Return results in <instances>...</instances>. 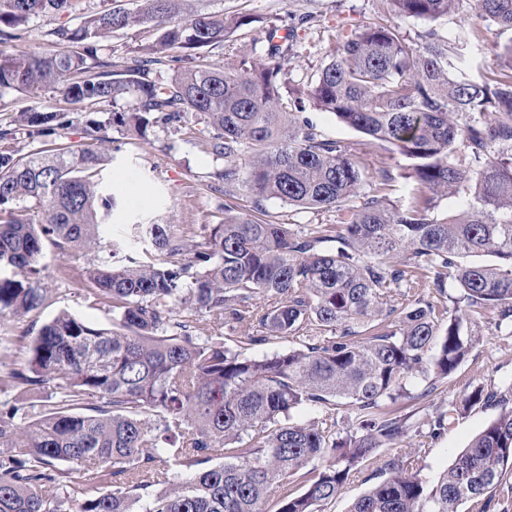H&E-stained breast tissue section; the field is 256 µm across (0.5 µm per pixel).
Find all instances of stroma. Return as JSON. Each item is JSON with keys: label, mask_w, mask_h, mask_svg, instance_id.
Instances as JSON below:
<instances>
[{"label": "stroma", "mask_w": 512, "mask_h": 512, "mask_svg": "<svg viewBox=\"0 0 512 512\" xmlns=\"http://www.w3.org/2000/svg\"><path fill=\"white\" fill-rule=\"evenodd\" d=\"M101 0H79L75 12L65 19H33L22 39L15 42L18 51L48 43L50 32L59 22L77 27L84 12L100 7ZM206 12L250 17L223 48L212 50L209 61L227 66L237 65L242 51L252 45H264L270 24H288L298 29L291 51L288 78L291 86H303L327 62L339 42L359 25L385 17V0H198ZM37 107L44 111L69 110L61 92L46 89L35 95L9 92L0 96V125H6L15 112ZM73 120L68 130L70 139L81 137L84 114L69 110ZM117 149L107 166V173L120 205L112 221L113 230L141 212H152L170 224H212L224 197L211 190L212 176L223 163L209 154L201 139H194L171 128H156L149 139L110 131ZM233 207L243 211H259L261 218L275 224H332L334 211L304 212L277 200L255 201L247 192H238ZM45 281L53 290L52 299L27 317L14 320L0 318V340L14 344L32 342L40 329L59 312L67 311L85 322L99 327L112 324V313L102 305L91 304L83 294L84 255L60 254L52 245H44L40 259ZM482 339L471 350L459 369L449 376L427 400L407 402L420 426H428L437 413L452 409L456 416L441 433L421 439L409 432L391 448H381L377 458L410 455L414 470L426 483L437 482L439 476L468 446L472 438L496 416L495 409L479 406L463 407L464 397L479 385H502L512 381V334L497 326L494 313H485L480 323Z\"/></svg>", "instance_id": "1"}]
</instances>
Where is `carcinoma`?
Listing matches in <instances>:
<instances>
[{"mask_svg": "<svg viewBox=\"0 0 512 512\" xmlns=\"http://www.w3.org/2000/svg\"><path fill=\"white\" fill-rule=\"evenodd\" d=\"M194 2L90 11L76 28L56 27L48 47L16 53L8 47L31 19L64 15L72 0H0V93L56 88L90 115L76 143L64 110L28 109L0 127V141L26 129L42 143L28 156L0 150V317L21 319L52 294L45 238L88 257L85 296L113 316L96 328L60 313L3 380L52 392L35 412L0 413V512H266L273 493L276 512H321L414 427L392 405L448 380L482 338L481 311L512 328V37L499 40L512 33V0H473L453 39L431 23L462 0H387L389 17L356 29L302 88L288 84L295 29L271 25L268 45L224 67L206 53L251 18ZM408 20L429 27L412 36ZM148 24L156 40L114 58L112 34ZM492 31L497 70L467 75L460 47ZM165 53L184 61L170 76L156 68ZM121 100L131 109L93 118ZM307 106L365 139L323 137ZM189 113L224 161L214 173L224 196L334 209L336 223L274 224L226 203L217 224L145 213L112 236L118 201L102 174V132L192 134ZM383 149L410 160L405 204L391 200ZM455 196L458 210L435 216ZM214 313L223 322H208ZM282 342L292 347L253 353ZM342 404L352 421L343 434ZM464 405L499 413L436 483L395 456L349 512H457L464 502L490 512L512 474V382L479 385ZM300 410L320 416L298 423ZM320 459L303 491H290L288 477Z\"/></svg>", "mask_w": 512, "mask_h": 512, "instance_id": "1", "label": "carcinoma"}]
</instances>
